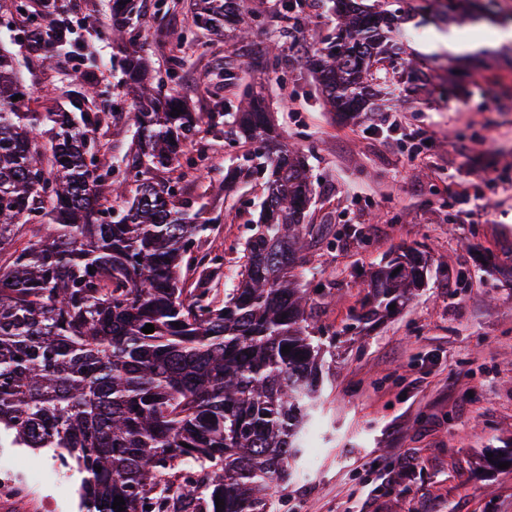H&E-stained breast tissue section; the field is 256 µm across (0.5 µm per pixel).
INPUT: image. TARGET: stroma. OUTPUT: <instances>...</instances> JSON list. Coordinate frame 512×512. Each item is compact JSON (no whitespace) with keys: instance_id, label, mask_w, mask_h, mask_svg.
Returning <instances> with one entry per match:
<instances>
[{"instance_id":"obj_1","label":"stroma","mask_w":512,"mask_h":512,"mask_svg":"<svg viewBox=\"0 0 512 512\" xmlns=\"http://www.w3.org/2000/svg\"><path fill=\"white\" fill-rule=\"evenodd\" d=\"M193 0H142L137 43L155 81L204 115L186 155L205 175L184 198L221 223L222 288L240 269L262 190L225 188L241 150L225 113L247 86L312 171L310 216L320 229L301 260L321 288L310 323L324 344L328 384L306 460L274 489L272 512H512V0H489L480 21L438 19L420 0H390L399 39L428 81L398 91L354 124L330 112L297 56L336 26L325 0H243L259 16L246 41L194 24ZM66 23L70 42L38 30ZM455 30L458 49L435 41ZM0 51L31 91V112H108L101 167L131 148L132 109L112 44V0H0ZM456 68L465 92L439 87ZM467 193L468 212L456 200ZM431 258L426 283L393 315L361 322L373 267L405 247ZM0 463L39 480L9 512H79L81 476L52 450L1 448Z\"/></svg>"}]
</instances>
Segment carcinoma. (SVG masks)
<instances>
[{"label": "carcinoma", "mask_w": 512, "mask_h": 512, "mask_svg": "<svg viewBox=\"0 0 512 512\" xmlns=\"http://www.w3.org/2000/svg\"><path fill=\"white\" fill-rule=\"evenodd\" d=\"M330 2L335 33L297 64L330 111L354 122L379 95L381 63L399 65V85L421 68L401 57L395 12ZM422 2L465 15V0ZM112 10L124 15L112 37L124 52L134 149L104 172L97 132L107 115L22 111L30 92L0 54V252L10 249L0 258V436L15 448L63 450L82 474L81 512H115L117 496L125 512H216L217 497L222 512H271L325 386L323 343L308 322L313 292L294 273L314 237L305 233L308 165L259 95L245 91L224 113L249 145L234 173L264 179V198L240 279L219 292L224 252L201 250L213 219L175 191L183 167L195 166L181 159L202 115L151 81L130 27L138 0H113ZM195 24H227L244 40L255 16L240 0H208ZM43 123L46 143L35 133ZM153 169L177 176L153 181ZM130 187L132 200L114 213L110 196ZM426 276L416 248L379 264L361 319L391 313ZM148 323L155 331L145 334Z\"/></svg>", "instance_id": "1"}]
</instances>
